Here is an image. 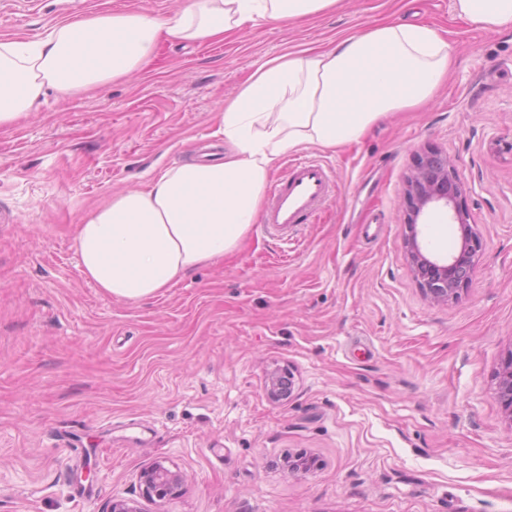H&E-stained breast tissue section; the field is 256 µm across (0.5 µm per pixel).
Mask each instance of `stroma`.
Listing matches in <instances>:
<instances>
[{
    "label": "stroma",
    "mask_w": 512,
    "mask_h": 512,
    "mask_svg": "<svg viewBox=\"0 0 512 512\" xmlns=\"http://www.w3.org/2000/svg\"><path fill=\"white\" fill-rule=\"evenodd\" d=\"M178 4L0 0V39ZM413 18L452 41L448 83L359 145L298 149L335 171L313 223L253 224L224 261L138 304L83 277L84 212L218 145L217 112L261 63ZM165 49L135 80L0 130V512H107L115 498L142 512H512V417L495 397L512 353V31L473 28L452 0H338ZM429 152L454 162L481 243L448 303L426 297L405 248V181ZM418 223L430 255L459 252L445 212ZM278 366L293 393L273 402ZM300 454L317 468L291 471ZM157 459L182 477L160 503L138 479ZM293 389V376L288 368H275L268 373L265 391L268 399L273 402L288 400Z\"/></svg>",
    "instance_id": "stroma-1"
}]
</instances>
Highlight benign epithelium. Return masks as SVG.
Instances as JSON below:
<instances>
[{"label": "benign epithelium", "mask_w": 512, "mask_h": 512, "mask_svg": "<svg viewBox=\"0 0 512 512\" xmlns=\"http://www.w3.org/2000/svg\"><path fill=\"white\" fill-rule=\"evenodd\" d=\"M461 186L453 162L446 156L432 155L421 158L405 186V197L411 211L405 237L411 271L419 287L437 303H447L459 297L476 273L474 257L480 241L467 224L466 214L457 199ZM431 208H442L462 232L461 248L456 255L438 258L427 254L419 242L417 221ZM293 376L287 368H276L268 373L265 391L268 399L280 402L291 396ZM496 397L506 411L512 414V352L507 356L505 369L497 383ZM143 494L163 501L172 496L182 482L180 474L156 460L144 467L139 475Z\"/></svg>", "instance_id": "1"}]
</instances>
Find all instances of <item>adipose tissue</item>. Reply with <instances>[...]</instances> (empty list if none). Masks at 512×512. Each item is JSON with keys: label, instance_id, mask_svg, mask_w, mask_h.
Segmentation results:
<instances>
[{"label": "adipose tissue", "instance_id": "obj_1", "mask_svg": "<svg viewBox=\"0 0 512 512\" xmlns=\"http://www.w3.org/2000/svg\"><path fill=\"white\" fill-rule=\"evenodd\" d=\"M337 0H183L170 13L78 15L40 40H0V130L107 82L131 80L161 41L196 46L261 20L317 15ZM456 16L490 31L512 30V0H453ZM454 46L426 23H377L318 48L268 59L217 115L220 160L191 159L142 188L86 211L73 247L83 277L108 298L152 299L234 252L258 220L273 163L307 146L359 143L395 112L430 102L445 83Z\"/></svg>", "mask_w": 512, "mask_h": 512}]
</instances>
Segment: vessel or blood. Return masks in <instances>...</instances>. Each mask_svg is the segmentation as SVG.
Instances as JSON below:
<instances>
[{"label":"vessel or blood","mask_w":512,"mask_h":512,"mask_svg":"<svg viewBox=\"0 0 512 512\" xmlns=\"http://www.w3.org/2000/svg\"><path fill=\"white\" fill-rule=\"evenodd\" d=\"M335 188L334 175L322 161L309 157L291 160L262 214L264 229L279 232L308 223L333 197Z\"/></svg>","instance_id":"1"}]
</instances>
